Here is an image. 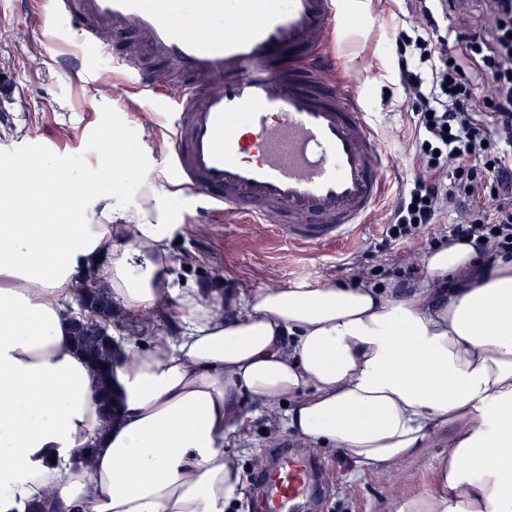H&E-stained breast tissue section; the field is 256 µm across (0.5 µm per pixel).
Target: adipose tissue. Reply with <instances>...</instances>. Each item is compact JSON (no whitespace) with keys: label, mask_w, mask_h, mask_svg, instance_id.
<instances>
[{"label":"adipose tissue","mask_w":512,"mask_h":512,"mask_svg":"<svg viewBox=\"0 0 512 512\" xmlns=\"http://www.w3.org/2000/svg\"><path fill=\"white\" fill-rule=\"evenodd\" d=\"M78 172L35 152L0 168V512L54 490L59 512H230L245 477L228 444L247 392L288 405L303 443L401 488L400 512H512V256L437 247L407 288L265 286L232 299L177 280L173 200L145 170ZM113 308L178 323L120 342L109 389L71 336L87 285ZM444 451L431 491L399 467Z\"/></svg>","instance_id":"ef3b65f1"}]
</instances>
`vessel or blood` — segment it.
<instances>
[{"label": "vessel or blood", "instance_id": "1", "mask_svg": "<svg viewBox=\"0 0 512 512\" xmlns=\"http://www.w3.org/2000/svg\"><path fill=\"white\" fill-rule=\"evenodd\" d=\"M60 37L77 38L87 81L122 73L167 126L174 180L225 222L332 245L369 223L398 164L383 151L354 83H334L328 52L352 16L346 0H51ZM138 35L154 59L187 77L159 95L140 59L113 53L107 32ZM311 481L284 456L263 481V512H296Z\"/></svg>", "mask_w": 512, "mask_h": 512}]
</instances>
